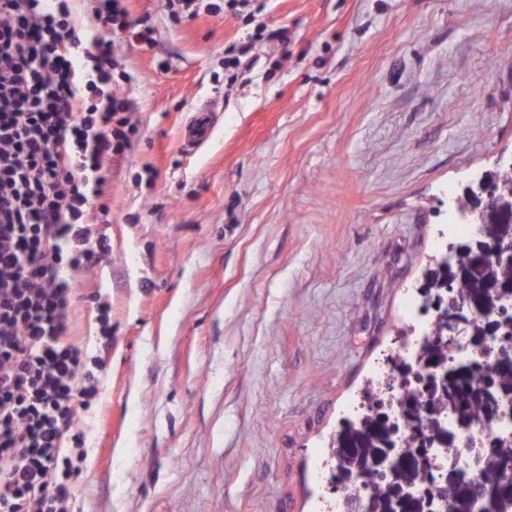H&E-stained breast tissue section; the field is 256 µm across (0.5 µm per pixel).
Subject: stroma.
<instances>
[{"instance_id": "35a3bbf8", "label": "stroma", "mask_w": 512, "mask_h": 512, "mask_svg": "<svg viewBox=\"0 0 512 512\" xmlns=\"http://www.w3.org/2000/svg\"><path fill=\"white\" fill-rule=\"evenodd\" d=\"M129 0L69 336L103 360L71 512H323L319 469L424 282L448 199L512 159V0ZM234 75L224 48L257 26ZM219 120L190 147L183 126Z\"/></svg>"}]
</instances>
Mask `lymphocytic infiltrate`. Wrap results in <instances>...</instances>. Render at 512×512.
Instances as JSON below:
<instances>
[{
    "label": "lymphocytic infiltrate",
    "instance_id": "obj_1",
    "mask_svg": "<svg viewBox=\"0 0 512 512\" xmlns=\"http://www.w3.org/2000/svg\"><path fill=\"white\" fill-rule=\"evenodd\" d=\"M96 3L110 34L77 28L70 0H0V512H69L100 394L64 274L110 249L88 217L136 129L112 89L129 10Z\"/></svg>",
    "mask_w": 512,
    "mask_h": 512
}]
</instances>
